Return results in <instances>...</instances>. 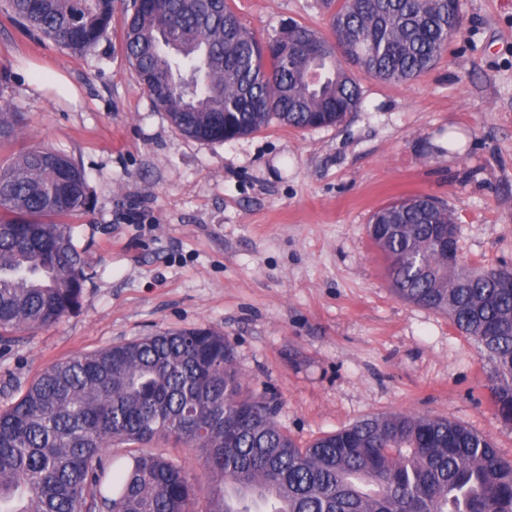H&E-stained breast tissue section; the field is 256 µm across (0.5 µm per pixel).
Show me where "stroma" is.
Here are the masks:
<instances>
[{"mask_svg":"<svg viewBox=\"0 0 512 512\" xmlns=\"http://www.w3.org/2000/svg\"><path fill=\"white\" fill-rule=\"evenodd\" d=\"M266 41L288 24L329 33L336 0H229ZM463 31L405 83L364 73L335 127L271 120L206 142L170 123L122 48V15L78 54L23 31L0 2V106L23 114L0 157L61 151L82 167L71 217L88 280L51 326L0 339V409L52 363L167 331L231 343L244 387L278 404L300 444L368 416L445 417L512 459L490 371L447 315L398 299L367 235L380 207L427 195L452 211L468 264L512 267V0H462ZM62 73L69 99L37 89Z\"/></svg>","mask_w":512,"mask_h":512,"instance_id":"obj_1","label":"stroma"}]
</instances>
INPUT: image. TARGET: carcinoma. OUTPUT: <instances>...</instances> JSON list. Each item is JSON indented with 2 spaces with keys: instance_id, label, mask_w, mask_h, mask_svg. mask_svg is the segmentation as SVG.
I'll return each mask as SVG.
<instances>
[{
  "instance_id": "cac0c4a2",
  "label": "carcinoma",
  "mask_w": 512,
  "mask_h": 512,
  "mask_svg": "<svg viewBox=\"0 0 512 512\" xmlns=\"http://www.w3.org/2000/svg\"><path fill=\"white\" fill-rule=\"evenodd\" d=\"M26 28L91 50L125 14L122 47L181 133L252 134L275 117L335 126L361 103L348 62L388 82L431 67L462 28L450 0H337L329 40L302 24L261 42L228 0H8ZM322 44L310 59L306 43ZM22 113L0 107V145ZM85 175L57 150L0 163V335L49 326L80 305L85 274L67 219ZM451 210L426 195L377 210L368 235L402 300L450 316L492 364L488 390L512 425V268L448 265L434 224ZM277 405L245 394L234 351L210 328L171 330L47 367L0 410V512H198L196 478L161 453L119 444L173 439L202 451L204 512H512V460L445 418L391 412L301 448Z\"/></svg>"
}]
</instances>
